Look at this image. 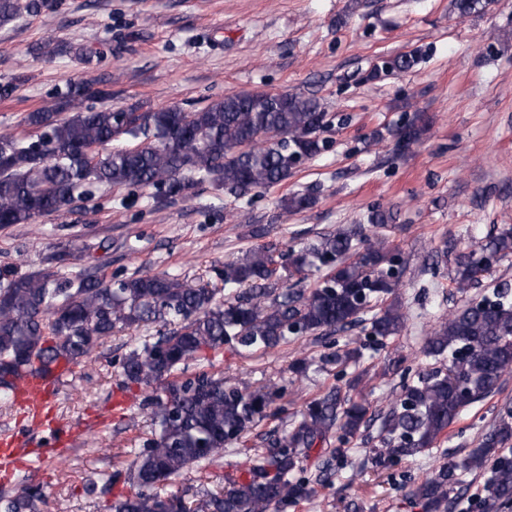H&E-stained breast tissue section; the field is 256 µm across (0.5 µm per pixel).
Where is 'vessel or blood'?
Masks as SVG:
<instances>
[{
    "instance_id": "1",
    "label": "vessel or blood",
    "mask_w": 512,
    "mask_h": 512,
    "mask_svg": "<svg viewBox=\"0 0 512 512\" xmlns=\"http://www.w3.org/2000/svg\"><path fill=\"white\" fill-rule=\"evenodd\" d=\"M69 373V367L64 365L37 367L17 383L16 407L31 420L35 428L54 434L60 446L71 443L72 434L58 422L52 396ZM28 453L27 441L8 431L0 433V472L5 477H12L19 458Z\"/></svg>"
}]
</instances>
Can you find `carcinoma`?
<instances>
[{"mask_svg": "<svg viewBox=\"0 0 512 512\" xmlns=\"http://www.w3.org/2000/svg\"><path fill=\"white\" fill-rule=\"evenodd\" d=\"M485 7V0H454L462 16ZM53 9L48 0H0V26ZM417 60L411 51L382 66L406 71ZM111 97L105 87H69L54 108L28 112L20 130L0 134V227L31 224L72 206L87 183L173 197L189 186L186 177L197 176L244 198L287 180L294 172L291 155L312 159L325 145V112L302 93L272 99L267 92H239L185 113L86 105ZM425 127L424 113H414L391 130L396 147L416 143ZM314 202L311 193L286 196L280 215ZM511 255L508 227L458 256L454 282L470 288L484 273L485 257L500 261ZM316 261L326 271L315 288L295 292L280 286V270L300 275ZM402 271L389 237L368 243L359 224L320 235L298 251L259 246L217 270L221 288L166 273L106 281L89 274L19 276L0 270V387L12 389L36 360L78 365L114 333L155 325L157 334L139 337L120 362L125 386L151 390L146 405L152 428L134 457L108 476L112 512H281L311 495L294 477L306 453L335 432L346 443L360 430L366 408L333 387L310 401L301 419L268 447L253 449L243 477L206 492L195 507L175 494L164 504L155 492L158 484L207 469L274 415L273 405L285 395L269 386L229 384L223 374L205 369L184 379L178 372L190 361L212 363L226 345L266 353L290 337L353 326L374 306L370 334L395 336L407 321L396 298ZM492 297L491 303L464 305L429 336L425 354L448 365L404 385L382 422L385 436L374 450L375 466L386 468L436 447L462 410L485 399L512 369V286H496ZM511 442L512 406L506 405L480 447L461 463H443L412 496L424 512H448L463 475L478 471L484 475L483 512H504L512 507ZM44 504L39 487L23 484L14 495L0 497V512H42Z\"/></svg>", "mask_w": 512, "mask_h": 512, "instance_id": "cac0c4a2", "label": "carcinoma"}]
</instances>
